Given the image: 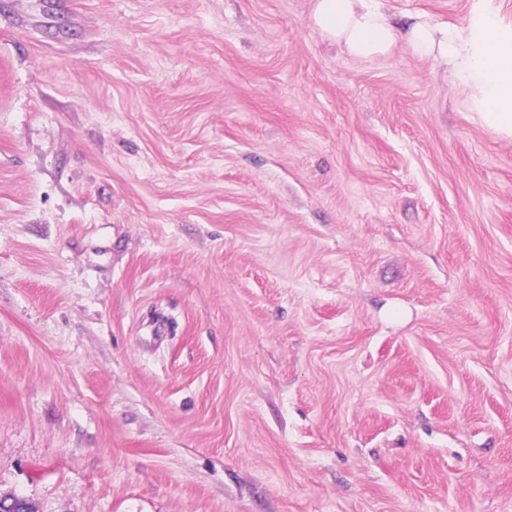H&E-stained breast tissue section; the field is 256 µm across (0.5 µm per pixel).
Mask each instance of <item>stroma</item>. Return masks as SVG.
<instances>
[{"label": "stroma", "instance_id": "obj_1", "mask_svg": "<svg viewBox=\"0 0 512 512\" xmlns=\"http://www.w3.org/2000/svg\"><path fill=\"white\" fill-rule=\"evenodd\" d=\"M310 12L0 0V496L512 512V137Z\"/></svg>", "mask_w": 512, "mask_h": 512}]
</instances>
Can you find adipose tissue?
Returning a JSON list of instances; mask_svg holds the SVG:
<instances>
[{"label":"adipose tissue","mask_w":512,"mask_h":512,"mask_svg":"<svg viewBox=\"0 0 512 512\" xmlns=\"http://www.w3.org/2000/svg\"><path fill=\"white\" fill-rule=\"evenodd\" d=\"M311 22L350 56L372 61L404 46L469 88L482 119L512 134V28L485 11L448 25L425 14L395 16L374 0H312Z\"/></svg>","instance_id":"obj_1"}]
</instances>
